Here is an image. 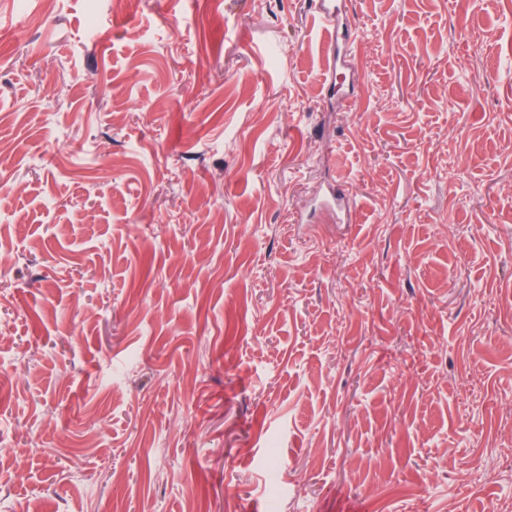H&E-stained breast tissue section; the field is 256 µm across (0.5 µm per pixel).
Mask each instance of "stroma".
Segmentation results:
<instances>
[{
    "mask_svg": "<svg viewBox=\"0 0 512 512\" xmlns=\"http://www.w3.org/2000/svg\"><path fill=\"white\" fill-rule=\"evenodd\" d=\"M342 11L0 0V512L512 485V0ZM318 17L328 36L324 42L326 67L329 73L334 74L337 64L341 60L339 43V10L336 9V2L332 0H318L316 2Z\"/></svg>",
    "mask_w": 512,
    "mask_h": 512,
    "instance_id": "35a3bbf8",
    "label": "stroma"
}]
</instances>
